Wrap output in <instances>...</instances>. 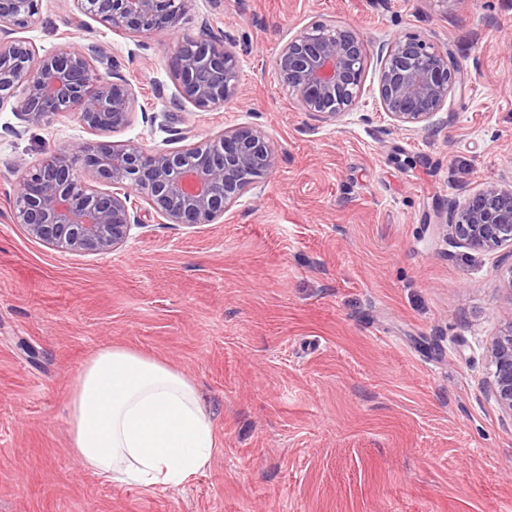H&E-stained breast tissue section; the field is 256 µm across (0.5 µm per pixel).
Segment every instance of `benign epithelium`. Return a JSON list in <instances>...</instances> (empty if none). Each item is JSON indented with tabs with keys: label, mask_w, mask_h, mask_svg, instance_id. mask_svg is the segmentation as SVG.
<instances>
[{
	"label": "benign epithelium",
	"mask_w": 512,
	"mask_h": 512,
	"mask_svg": "<svg viewBox=\"0 0 512 512\" xmlns=\"http://www.w3.org/2000/svg\"><path fill=\"white\" fill-rule=\"evenodd\" d=\"M77 11L132 36L175 34L183 0H73ZM38 0H0V102L14 98L33 127L54 117H75L107 134L131 122L132 84L118 76L90 79L108 59L97 43L69 42L38 55L15 29L35 22ZM366 40L354 28L318 22L300 29L277 53L273 72L300 110L325 122L355 111L366 76ZM240 57L234 39L201 21L184 41L170 71L175 100L206 111L239 98ZM466 69L447 48L418 36L394 39L381 56L378 101L393 127H428L456 90ZM278 151L258 126L233 125L177 149L128 145L81 146L23 168L13 223L30 237L62 251L109 254L143 224L138 200L161 224L196 228L215 224L256 189L277 165ZM446 223L464 244L480 250L512 248V187L487 186L455 204ZM491 397L512 414V327L488 350Z\"/></svg>",
	"instance_id": "7a95c632"
}]
</instances>
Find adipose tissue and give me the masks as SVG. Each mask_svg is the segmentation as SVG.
<instances>
[{
    "label": "adipose tissue",
    "instance_id": "1",
    "mask_svg": "<svg viewBox=\"0 0 512 512\" xmlns=\"http://www.w3.org/2000/svg\"><path fill=\"white\" fill-rule=\"evenodd\" d=\"M214 446L195 383L161 361L112 347L94 355L75 382L71 452L108 483L179 487L208 466Z\"/></svg>",
    "mask_w": 512,
    "mask_h": 512
}]
</instances>
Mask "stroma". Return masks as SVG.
<instances>
[{"label": "stroma", "mask_w": 512, "mask_h": 512, "mask_svg": "<svg viewBox=\"0 0 512 512\" xmlns=\"http://www.w3.org/2000/svg\"><path fill=\"white\" fill-rule=\"evenodd\" d=\"M74 14L39 0L22 35L41 52L104 45L133 116L103 136L0 105V512H512V415L489 396L487 358L512 325V249L467 247L439 222L512 185V0H188L176 35L142 37ZM205 17L237 43L242 94L201 111L174 104L169 63ZM324 20L368 42L362 101L335 125L301 112L272 69ZM404 35L468 72L424 130L394 128L374 97L379 45ZM236 124L260 126L280 159L220 223L152 220L98 255L11 220L20 164ZM112 347L195 381L217 447L189 483L113 485L70 454L73 385Z\"/></svg>", "instance_id": "stroma-1"}]
</instances>
